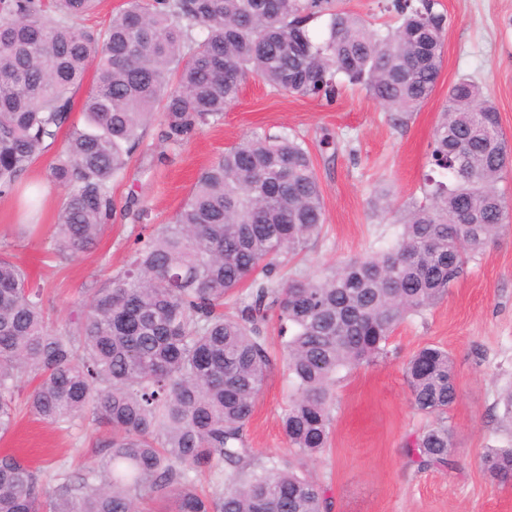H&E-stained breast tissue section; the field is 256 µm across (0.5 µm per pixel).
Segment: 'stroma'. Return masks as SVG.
I'll use <instances>...</instances> for the list:
<instances>
[{"mask_svg": "<svg viewBox=\"0 0 512 512\" xmlns=\"http://www.w3.org/2000/svg\"><path fill=\"white\" fill-rule=\"evenodd\" d=\"M436 9L447 17L442 76L418 111H386L356 86H345L329 103L276 91L247 75L223 119L188 143L165 144L159 123L148 127L126 178L112 185L111 221L91 249L66 261L55 258L50 229L64 196L50 178L56 154L42 155L16 190L0 197V251L43 288L51 326L71 328L83 300L124 267L145 224L168 223L201 169L254 132L304 139L322 187L326 222L289 257L287 271L314 274L388 248L422 199L426 177L445 178L431 168L429 155L449 85L472 78L512 141V0H436ZM143 166L150 172L141 177ZM131 205L146 210L145 222L126 214ZM428 344L447 349L455 365L451 471L417 470L405 455L407 442L430 420L410 404L404 366ZM336 392L331 446L309 465L331 512H512V484L493 482L481 467L487 449L512 445V423L502 418L512 395V222L442 301L395 329L386 357L347 373ZM288 395L285 375L274 369L245 428L260 460L288 455L281 428ZM111 438L108 427L88 420L54 426L24 412L0 437V454L25 458L51 488L59 473L78 476L107 457Z\"/></svg>", "mask_w": 512, "mask_h": 512, "instance_id": "stroma-1", "label": "stroma"}]
</instances>
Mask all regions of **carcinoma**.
Here are the masks:
<instances>
[{
  "label": "carcinoma",
  "mask_w": 512,
  "mask_h": 512,
  "mask_svg": "<svg viewBox=\"0 0 512 512\" xmlns=\"http://www.w3.org/2000/svg\"><path fill=\"white\" fill-rule=\"evenodd\" d=\"M97 0H0V195L69 126L50 177L65 189L55 254L94 246L114 211L156 112L160 138L180 146L223 119L249 72L270 87L333 99L346 80L389 112H414L442 69L446 17L433 0H391L394 25L375 28L341 0H127L99 32L78 28ZM329 16L321 42L307 30ZM96 61L92 83L88 66ZM83 93V124L69 123ZM425 203L395 244L322 275L281 274L282 258L325 222L320 180L304 142L254 133L197 177L169 224L138 237L128 264L82 303L74 329L51 328L44 293L0 254V434L21 406L52 424L90 418L112 431L100 468L53 490L39 471L0 456V512H330L307 462L329 445L336 382L388 354L395 328L437 304L509 221L497 184L512 146L493 103L462 78L434 128ZM235 315L224 298L242 288ZM279 323L282 358L264 334ZM282 361L291 388L282 428L292 457L260 463L243 430ZM37 380L19 402L18 378ZM413 408L435 423L406 449L419 470L456 466L448 409L457 397L448 351L425 346L405 367ZM512 479V448L482 457ZM206 471L210 490L198 488Z\"/></svg>",
  "instance_id": "carcinoma-1"
}]
</instances>
